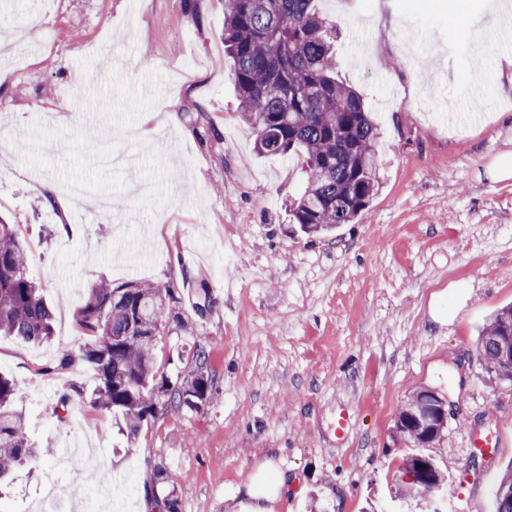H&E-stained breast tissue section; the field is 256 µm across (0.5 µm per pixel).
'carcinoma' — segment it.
Segmentation results:
<instances>
[{"instance_id": "1", "label": "carcinoma", "mask_w": 512, "mask_h": 512, "mask_svg": "<svg viewBox=\"0 0 512 512\" xmlns=\"http://www.w3.org/2000/svg\"><path fill=\"white\" fill-rule=\"evenodd\" d=\"M336 25L315 0H224V48L232 60L239 114L252 129L259 152L295 153L306 181L289 208L288 220L306 235L350 224L378 192V128L361 95L336 77ZM27 250L15 224L0 220V335L42 341L52 335V315L39 288L26 276ZM169 287L131 281L91 289L75 321L93 338L82 359L97 373L95 404L121 418L129 433L157 408H197L213 388L208 358L195 351L196 372L188 383L172 382L156 367L157 323L184 326ZM512 336V306L496 312L479 337V355L490 381L512 382V363L500 359ZM17 385L0 373V482L15 467L39 458L21 413ZM425 398L415 393L401 411L397 430L425 442L420 427ZM497 512H512V471L501 478ZM407 495L428 502L439 489L410 484Z\"/></svg>"}]
</instances>
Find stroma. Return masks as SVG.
Masks as SVG:
<instances>
[{
    "mask_svg": "<svg viewBox=\"0 0 512 512\" xmlns=\"http://www.w3.org/2000/svg\"><path fill=\"white\" fill-rule=\"evenodd\" d=\"M316 0L336 23V72L380 127V186L350 224L308 236L288 220L304 185L295 156H263L239 116L224 54V0H0V218L19 225L27 276L54 314L43 343L0 336V372L40 453L0 487V512H44L47 480L83 512L98 482L67 445L90 441L126 484L124 512H231L275 468V512H427L401 495L403 463L433 459L442 512H495L512 467V383L489 382L477 352L488 318L512 304V88L464 62L486 59L501 0ZM395 21L393 34L382 22ZM106 114L85 124L84 109ZM77 182L69 210L46 191ZM174 288L184 329L167 325L156 364L190 380L209 353L211 398L163 409L127 436L95 406V371L64 352L92 287ZM81 390L58 420V395ZM447 402L441 435L396 431L411 396ZM349 413L345 439L333 426ZM499 434L474 460L473 434Z\"/></svg>",
    "mask_w": 512,
    "mask_h": 512,
    "instance_id": "stroma-1",
    "label": "stroma"
}]
</instances>
